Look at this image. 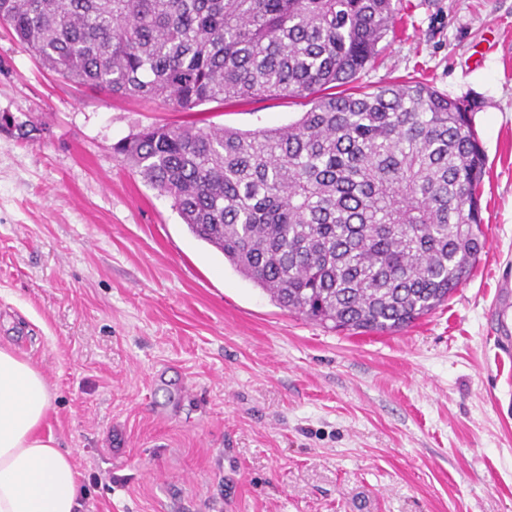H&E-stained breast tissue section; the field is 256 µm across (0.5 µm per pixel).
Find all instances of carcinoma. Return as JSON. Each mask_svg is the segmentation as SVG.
Masks as SVG:
<instances>
[{
    "instance_id": "1",
    "label": "carcinoma",
    "mask_w": 512,
    "mask_h": 512,
    "mask_svg": "<svg viewBox=\"0 0 512 512\" xmlns=\"http://www.w3.org/2000/svg\"><path fill=\"white\" fill-rule=\"evenodd\" d=\"M397 15L396 0H0L61 78L188 114L115 151L281 308L357 333L429 314L486 245L463 104L417 80L345 89ZM258 97L308 109L254 131L195 118Z\"/></svg>"
}]
</instances>
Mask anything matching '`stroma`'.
Returning a JSON list of instances; mask_svg holds the SVG:
<instances>
[{
	"label": "stroma",
	"instance_id": "35a3bbf8",
	"mask_svg": "<svg viewBox=\"0 0 512 512\" xmlns=\"http://www.w3.org/2000/svg\"><path fill=\"white\" fill-rule=\"evenodd\" d=\"M362 70L464 101L486 247L395 333L288 312L194 237L114 146L186 115L66 81L0 28V343L43 374L79 512H512V0H400ZM301 98L205 111L286 125Z\"/></svg>",
	"mask_w": 512,
	"mask_h": 512
}]
</instances>
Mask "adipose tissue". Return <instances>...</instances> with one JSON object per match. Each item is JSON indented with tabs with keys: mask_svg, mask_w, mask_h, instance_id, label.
I'll use <instances>...</instances> for the list:
<instances>
[{
	"mask_svg": "<svg viewBox=\"0 0 512 512\" xmlns=\"http://www.w3.org/2000/svg\"><path fill=\"white\" fill-rule=\"evenodd\" d=\"M49 408L41 371L0 345V512H77L73 459L41 432Z\"/></svg>",
	"mask_w": 512,
	"mask_h": 512,
	"instance_id": "obj_1",
	"label": "adipose tissue"
}]
</instances>
